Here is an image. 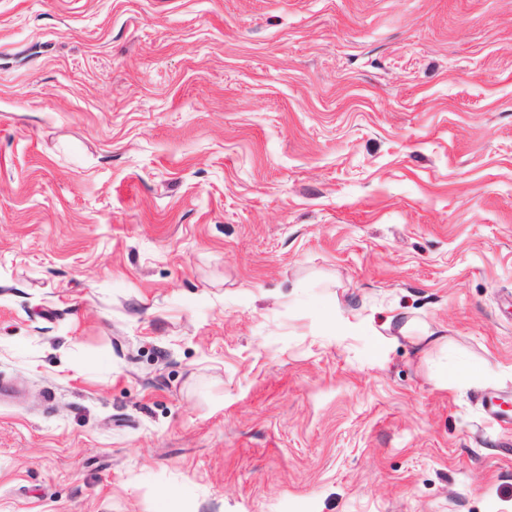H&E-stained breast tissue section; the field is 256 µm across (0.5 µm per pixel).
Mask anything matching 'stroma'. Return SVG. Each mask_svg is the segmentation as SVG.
<instances>
[{"label": "stroma", "mask_w": 512, "mask_h": 512, "mask_svg": "<svg viewBox=\"0 0 512 512\" xmlns=\"http://www.w3.org/2000/svg\"><path fill=\"white\" fill-rule=\"evenodd\" d=\"M490 392L512 0H0V512H512Z\"/></svg>", "instance_id": "35a3bbf8"}]
</instances>
